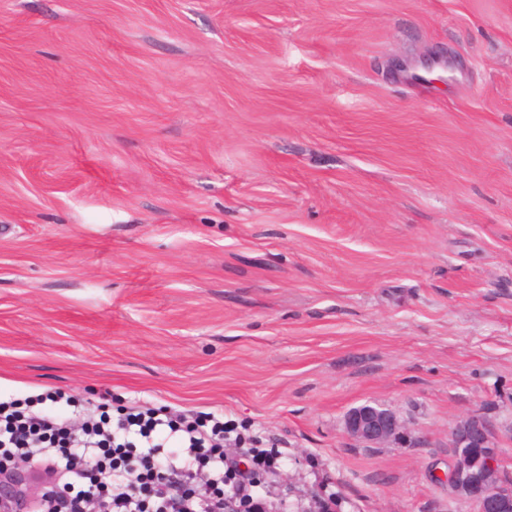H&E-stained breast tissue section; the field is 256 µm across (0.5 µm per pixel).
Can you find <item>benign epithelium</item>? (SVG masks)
Wrapping results in <instances>:
<instances>
[{
	"instance_id": "7a95c632",
	"label": "benign epithelium",
	"mask_w": 512,
	"mask_h": 512,
	"mask_svg": "<svg viewBox=\"0 0 512 512\" xmlns=\"http://www.w3.org/2000/svg\"><path fill=\"white\" fill-rule=\"evenodd\" d=\"M345 433L367 447L405 442L411 433L393 410L364 404L344 418ZM448 492L473 506V512H512V475L501 468L502 450L481 419L467 417L450 429ZM53 500L59 489L21 462L0 472V512H25L35 499Z\"/></svg>"
}]
</instances>
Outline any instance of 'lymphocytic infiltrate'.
Listing matches in <instances>:
<instances>
[{
  "label": "lymphocytic infiltrate",
  "instance_id": "lymphocytic-infiltrate-1",
  "mask_svg": "<svg viewBox=\"0 0 512 512\" xmlns=\"http://www.w3.org/2000/svg\"><path fill=\"white\" fill-rule=\"evenodd\" d=\"M241 437L213 412L104 405L62 391L0 398V462L37 463L65 479L58 512H224L225 499L261 512L258 473L279 449L250 448L251 467L227 455Z\"/></svg>",
  "mask_w": 512,
  "mask_h": 512
}]
</instances>
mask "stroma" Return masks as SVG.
Here are the masks:
<instances>
[{
  "label": "stroma",
  "mask_w": 512,
  "mask_h": 512,
  "mask_svg": "<svg viewBox=\"0 0 512 512\" xmlns=\"http://www.w3.org/2000/svg\"><path fill=\"white\" fill-rule=\"evenodd\" d=\"M223 412L271 512L512 472V0H0V395ZM375 403L413 439L369 448ZM345 433L366 447L380 448L391 442L411 440V433L393 410L364 404L351 408L344 418ZM448 492L473 512H511L512 477L501 468V448L481 419L467 417L450 429Z\"/></svg>",
  "instance_id": "1"
}]
</instances>
